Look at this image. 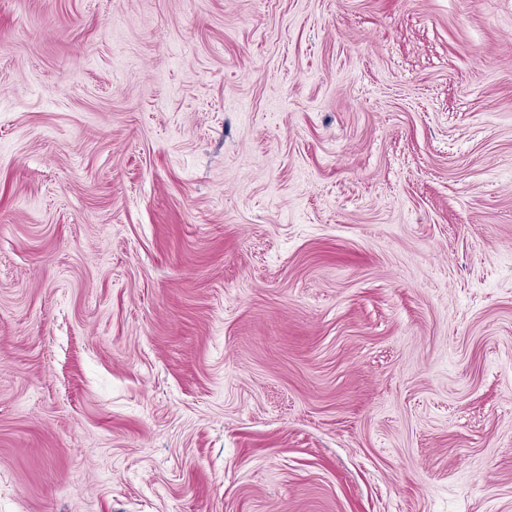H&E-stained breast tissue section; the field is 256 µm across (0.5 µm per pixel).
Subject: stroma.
I'll use <instances>...</instances> for the list:
<instances>
[{"instance_id": "obj_1", "label": "stroma", "mask_w": 512, "mask_h": 512, "mask_svg": "<svg viewBox=\"0 0 512 512\" xmlns=\"http://www.w3.org/2000/svg\"><path fill=\"white\" fill-rule=\"evenodd\" d=\"M0 512H512V0H0Z\"/></svg>"}]
</instances>
